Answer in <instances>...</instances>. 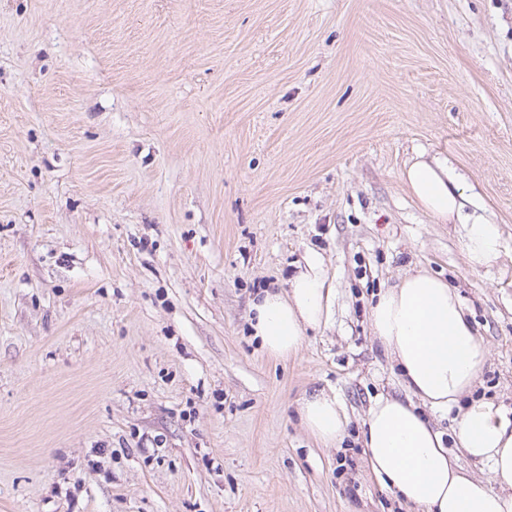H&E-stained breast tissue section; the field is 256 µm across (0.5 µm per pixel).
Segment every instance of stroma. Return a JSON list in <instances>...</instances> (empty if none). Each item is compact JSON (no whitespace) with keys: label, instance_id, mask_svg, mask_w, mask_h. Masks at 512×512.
I'll list each match as a JSON object with an SVG mask.
<instances>
[{"label":"stroma","instance_id":"1","mask_svg":"<svg viewBox=\"0 0 512 512\" xmlns=\"http://www.w3.org/2000/svg\"><path fill=\"white\" fill-rule=\"evenodd\" d=\"M421 152L496 264L410 195ZM316 258L330 324L271 356L251 305ZM419 268L511 407L512 0H0V512H405L362 421L407 393L372 301ZM299 410L305 427L317 441L333 445L342 440L348 417L336 395L311 393L302 399Z\"/></svg>","mask_w":512,"mask_h":512}]
</instances>
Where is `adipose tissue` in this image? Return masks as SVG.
Returning a JSON list of instances; mask_svg holds the SVG:
<instances>
[{"mask_svg":"<svg viewBox=\"0 0 512 512\" xmlns=\"http://www.w3.org/2000/svg\"><path fill=\"white\" fill-rule=\"evenodd\" d=\"M418 204L441 222L458 221L468 262L479 269L499 257L500 230L482 216L465 215L447 160L418 157L404 174ZM332 291L320 262L295 274L285 291L268 290L253 303L250 328L262 348L288 357L306 330L330 319ZM374 332L399 367L410 393L379 396L363 420L367 466L409 512H512V412L474 396L487 350L456 286L419 270L385 288L371 307ZM457 412L456 443L486 468L492 483L470 475L451 457L426 411ZM300 415L320 443L342 440L348 417L335 395L305 396Z\"/></svg>","mask_w":512,"mask_h":512,"instance_id":"ef3b65f1","label":"adipose tissue"}]
</instances>
